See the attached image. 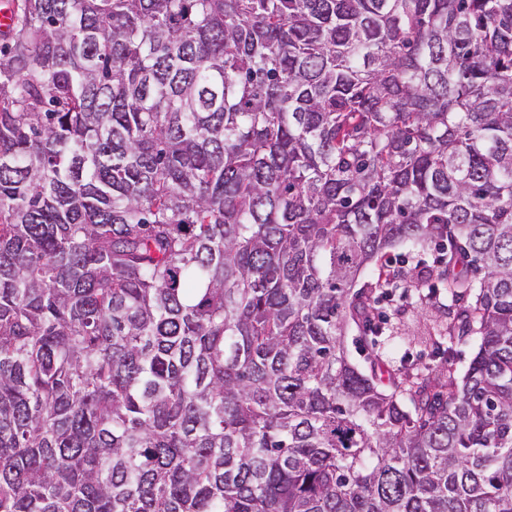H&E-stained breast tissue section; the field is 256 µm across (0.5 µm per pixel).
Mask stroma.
Returning a JSON list of instances; mask_svg holds the SVG:
<instances>
[{"mask_svg":"<svg viewBox=\"0 0 512 512\" xmlns=\"http://www.w3.org/2000/svg\"><path fill=\"white\" fill-rule=\"evenodd\" d=\"M355 289L376 300L377 311L385 322L378 331L365 324H348L344 340L353 362L365 367L375 363L396 374L406 366L411 372L433 378L449 365L456 374H464L479 343L478 337L453 338L452 353L448 356L425 342L462 307L444 288L432 281L423 282L397 290L388 300L382 298L375 274L367 271L360 275Z\"/></svg>","mask_w":512,"mask_h":512,"instance_id":"obj_1","label":"stroma"}]
</instances>
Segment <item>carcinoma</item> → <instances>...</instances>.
<instances>
[{"label":"carcinoma","mask_w":512,"mask_h":512,"mask_svg":"<svg viewBox=\"0 0 512 512\" xmlns=\"http://www.w3.org/2000/svg\"><path fill=\"white\" fill-rule=\"evenodd\" d=\"M433 244L480 343L385 385ZM0 512H512V0H17ZM439 252L440 251L432 247L425 253L417 254L410 251L406 246H402L394 250L392 253L398 261L397 264L394 262L392 265L402 268L404 271H409L410 269L414 268L418 260L424 261L421 265H432L435 257L439 255ZM408 288H401L391 298H380L381 290L377 288L376 275L366 270L358 278L354 291L369 296L377 310L375 318L369 325L348 323L344 340L350 359L364 367L376 365L378 376L381 370L387 383L386 370L402 375L401 359L407 353L409 360L406 367L414 374L437 377L444 366L446 358L425 343V337L445 327L456 312L464 305L448 296V292L433 281L417 284L408 283ZM412 285V286H411ZM431 297L430 300L428 298ZM383 315L386 323L381 324L382 331L375 332V326ZM381 363V364H380Z\"/></svg>","instance_id":"carcinoma-1"}]
</instances>
